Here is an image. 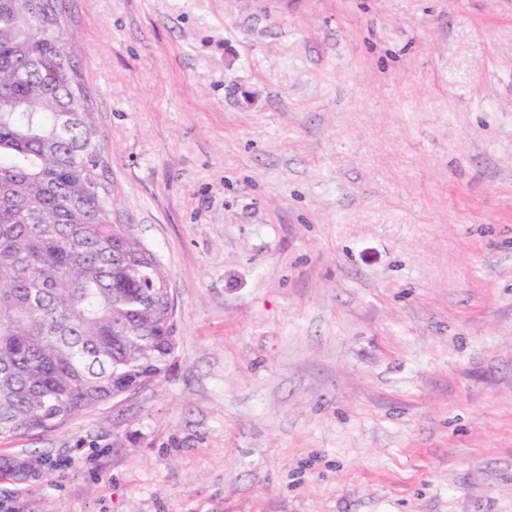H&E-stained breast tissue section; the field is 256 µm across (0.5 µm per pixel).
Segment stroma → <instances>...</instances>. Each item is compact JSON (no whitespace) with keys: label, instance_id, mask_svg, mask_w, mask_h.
I'll return each instance as SVG.
<instances>
[{"label":"stroma","instance_id":"stroma-1","mask_svg":"<svg viewBox=\"0 0 512 512\" xmlns=\"http://www.w3.org/2000/svg\"><path fill=\"white\" fill-rule=\"evenodd\" d=\"M167 373L28 512H512V0H64Z\"/></svg>","mask_w":512,"mask_h":512}]
</instances>
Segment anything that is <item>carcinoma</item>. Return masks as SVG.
I'll use <instances>...</instances> for the list:
<instances>
[{"mask_svg":"<svg viewBox=\"0 0 512 512\" xmlns=\"http://www.w3.org/2000/svg\"><path fill=\"white\" fill-rule=\"evenodd\" d=\"M63 0H0V438L48 432L159 380L171 278L112 220L107 144ZM22 476L0 459V481ZM0 512H24L0 492Z\"/></svg>","mask_w":512,"mask_h":512,"instance_id":"carcinoma-1","label":"carcinoma"}]
</instances>
